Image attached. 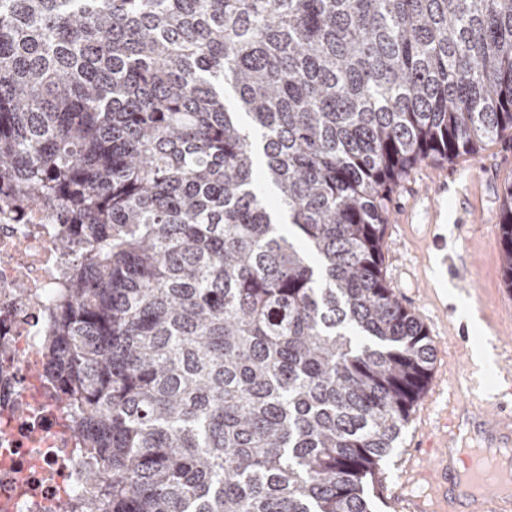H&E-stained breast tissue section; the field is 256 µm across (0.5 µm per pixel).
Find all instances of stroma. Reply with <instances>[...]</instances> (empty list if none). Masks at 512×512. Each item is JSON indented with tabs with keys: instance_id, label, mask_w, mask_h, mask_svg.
<instances>
[{
	"instance_id": "35a3bbf8",
	"label": "stroma",
	"mask_w": 512,
	"mask_h": 512,
	"mask_svg": "<svg viewBox=\"0 0 512 512\" xmlns=\"http://www.w3.org/2000/svg\"><path fill=\"white\" fill-rule=\"evenodd\" d=\"M509 184L512 139L504 137L474 156L419 165L393 195L383 272L426 327L435 360L397 448L374 473L373 512H406L409 499L426 495L427 450L447 434L458 404L497 394L512 373V312L503 308L512 289L500 267V206ZM430 193L443 214L437 226L425 209ZM477 345L491 355L492 369L474 361Z\"/></svg>"
}]
</instances>
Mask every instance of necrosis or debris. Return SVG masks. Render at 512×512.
Masks as SVG:
<instances>
[{"instance_id":"necrosis-or-debris-1","label":"necrosis or debris","mask_w":512,"mask_h":512,"mask_svg":"<svg viewBox=\"0 0 512 512\" xmlns=\"http://www.w3.org/2000/svg\"><path fill=\"white\" fill-rule=\"evenodd\" d=\"M60 227L0 214V512H55L84 486L72 411L41 370Z\"/></svg>"}]
</instances>
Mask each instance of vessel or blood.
I'll list each match as a JSON object with an SVG mask.
<instances>
[{
    "label": "vessel or blood",
    "instance_id": "1",
    "mask_svg": "<svg viewBox=\"0 0 512 512\" xmlns=\"http://www.w3.org/2000/svg\"><path fill=\"white\" fill-rule=\"evenodd\" d=\"M481 434V448H459L462 432ZM449 446L435 449L436 466L426 474L435 508L416 512H512V477H504L500 456L512 459V413L465 402L448 422Z\"/></svg>",
    "mask_w": 512,
    "mask_h": 512
}]
</instances>
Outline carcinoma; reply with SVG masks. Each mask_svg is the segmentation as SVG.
I'll return each mask as SVG.
<instances>
[{
    "label": "carcinoma",
    "mask_w": 512,
    "mask_h": 512,
    "mask_svg": "<svg viewBox=\"0 0 512 512\" xmlns=\"http://www.w3.org/2000/svg\"><path fill=\"white\" fill-rule=\"evenodd\" d=\"M506 134L512 0H0V211L81 256L58 512H372L434 360L391 196Z\"/></svg>",
    "instance_id": "1"
}]
</instances>
